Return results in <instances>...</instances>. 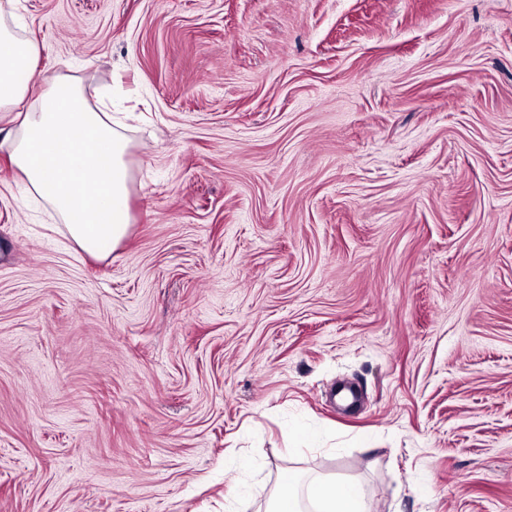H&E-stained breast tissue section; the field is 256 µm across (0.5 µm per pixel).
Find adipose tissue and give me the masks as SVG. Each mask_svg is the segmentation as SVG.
Instances as JSON below:
<instances>
[{
    "instance_id": "1",
    "label": "adipose tissue",
    "mask_w": 512,
    "mask_h": 512,
    "mask_svg": "<svg viewBox=\"0 0 512 512\" xmlns=\"http://www.w3.org/2000/svg\"><path fill=\"white\" fill-rule=\"evenodd\" d=\"M13 0H0V112L14 126L0 137L28 190L45 198L70 240L101 258L130 228V142L112 118L88 105L74 81L40 69L41 44L5 22ZM372 512L356 484L292 473L277 485L268 512Z\"/></svg>"
}]
</instances>
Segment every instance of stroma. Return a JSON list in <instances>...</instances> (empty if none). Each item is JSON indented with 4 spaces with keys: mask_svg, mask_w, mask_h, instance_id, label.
<instances>
[{
    "mask_svg": "<svg viewBox=\"0 0 512 512\" xmlns=\"http://www.w3.org/2000/svg\"><path fill=\"white\" fill-rule=\"evenodd\" d=\"M126 127L96 259L0 152V512H512V0H18ZM305 501L314 510H308ZM302 511L371 512L372 507L354 483L336 487L320 475L302 481L298 473H289L278 483L266 512Z\"/></svg>",
    "mask_w": 512,
    "mask_h": 512,
    "instance_id": "1",
    "label": "stroma"
}]
</instances>
